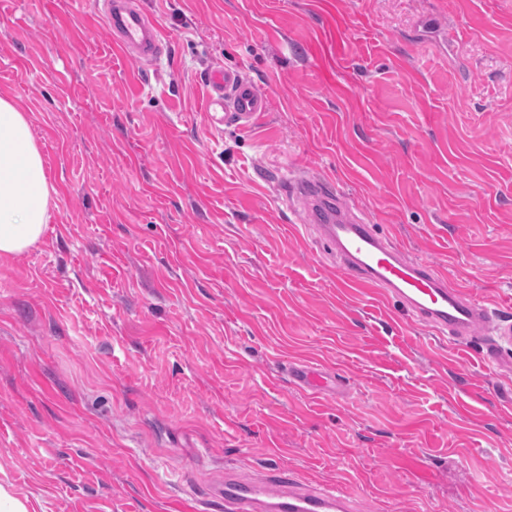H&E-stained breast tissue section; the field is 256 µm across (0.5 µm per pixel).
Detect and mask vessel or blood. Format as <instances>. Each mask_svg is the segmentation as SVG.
I'll return each instance as SVG.
<instances>
[{
  "instance_id": "vessel-or-blood-1",
  "label": "vessel or blood",
  "mask_w": 512,
  "mask_h": 512,
  "mask_svg": "<svg viewBox=\"0 0 512 512\" xmlns=\"http://www.w3.org/2000/svg\"><path fill=\"white\" fill-rule=\"evenodd\" d=\"M104 19L112 40L130 60L159 57L165 40L139 0H105ZM209 116L214 125L246 127L267 110V102L237 70L217 69L208 77ZM288 203L300 205L310 229L331 246L351 288L398 299L408 316L425 323L452 341H465L489 330L497 343L487 346L497 359L498 342L512 341V324L492 323L488 307L453 286L441 270L411 258L379 236L368 218L353 214L341 201L336 186L324 175L293 179ZM293 385L312 392L329 387L327 373L307 364L288 368ZM224 512H351L341 491L316 488L295 471L275 468L253 479L224 478Z\"/></svg>"
}]
</instances>
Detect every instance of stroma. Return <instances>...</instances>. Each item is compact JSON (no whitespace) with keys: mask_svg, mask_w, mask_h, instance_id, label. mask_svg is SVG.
Wrapping results in <instances>:
<instances>
[{"mask_svg":"<svg viewBox=\"0 0 512 512\" xmlns=\"http://www.w3.org/2000/svg\"><path fill=\"white\" fill-rule=\"evenodd\" d=\"M136 63L96 0H0V94L56 190L0 259V484L28 512H224L295 470L356 512H512V345L488 362L345 288L289 179L512 321V0H140ZM268 110L208 120L204 75ZM309 361L343 394L293 386ZM103 18L108 22L114 46L130 60L151 61L163 53L164 37L140 2L106 0Z\"/></svg>","mask_w":512,"mask_h":512,"instance_id":"1","label":"stroma"}]
</instances>
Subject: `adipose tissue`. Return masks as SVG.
Listing matches in <instances>:
<instances>
[{
    "mask_svg": "<svg viewBox=\"0 0 512 512\" xmlns=\"http://www.w3.org/2000/svg\"><path fill=\"white\" fill-rule=\"evenodd\" d=\"M56 195L27 113L0 94V259L42 240Z\"/></svg>",
    "mask_w": 512,
    "mask_h": 512,
    "instance_id": "obj_1",
    "label": "adipose tissue"
}]
</instances>
